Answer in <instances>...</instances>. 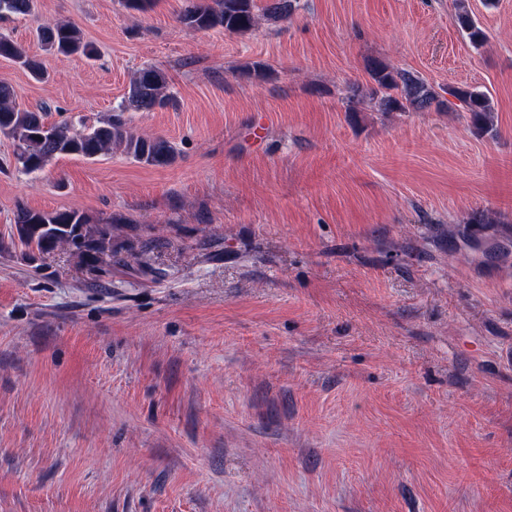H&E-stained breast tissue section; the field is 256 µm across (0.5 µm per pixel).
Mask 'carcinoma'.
Masks as SVG:
<instances>
[{
	"label": "carcinoma",
	"instance_id": "1",
	"mask_svg": "<svg viewBox=\"0 0 512 512\" xmlns=\"http://www.w3.org/2000/svg\"><path fill=\"white\" fill-rule=\"evenodd\" d=\"M35 6L36 0H0V19L32 15ZM297 7V0H266L259 15L255 12V0H196L180 13L179 21L193 29L221 27L229 33H244L257 26L262 16L273 21L287 19ZM453 20L474 48L486 43V33L471 15L465 0H456ZM36 39L44 51L58 58L83 55L91 59L96 53L82 31L68 22L40 24ZM0 58L23 68L38 81L47 78L42 60L4 32H0ZM367 71L371 84L352 87L350 98L368 97L377 101L384 112L426 111L446 103L435 89L411 71L393 70L375 58L368 61ZM448 95L454 98L446 103L448 107L460 103L482 131L493 130V104L489 95L468 86L450 89ZM175 103L166 73L147 66L130 82L126 96L114 113L93 125L82 124L77 129L69 121H48L44 107L19 104L13 86L0 79V135L12 141L13 165L26 174L43 170L52 159L62 155L94 160L113 150L121 151L138 163L165 167L175 160L174 146L163 137L137 133L124 114L151 112ZM18 245L29 252L42 254L67 248L79 263L86 266L112 265V225L91 224L77 211L19 209L9 240L0 239V252L8 253Z\"/></svg>",
	"mask_w": 512,
	"mask_h": 512
}]
</instances>
